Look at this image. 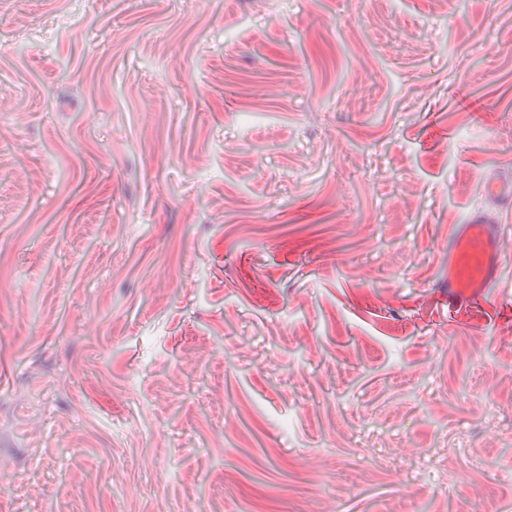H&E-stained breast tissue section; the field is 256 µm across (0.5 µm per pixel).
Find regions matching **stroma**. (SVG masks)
Returning a JSON list of instances; mask_svg holds the SVG:
<instances>
[{
  "label": "stroma",
  "mask_w": 512,
  "mask_h": 512,
  "mask_svg": "<svg viewBox=\"0 0 512 512\" xmlns=\"http://www.w3.org/2000/svg\"><path fill=\"white\" fill-rule=\"evenodd\" d=\"M0 94V512H512V0H0ZM484 192L494 199L500 209L510 214L512 211V184L497 177H489L484 183ZM479 214L449 235L448 300L459 308H491L500 279L504 239L500 226Z\"/></svg>",
  "instance_id": "1"
}]
</instances>
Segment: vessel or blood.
Returning <instances> with one entry per match:
<instances>
[{"instance_id": "vessel-or-blood-1", "label": "vessel or blood", "mask_w": 512, "mask_h": 512, "mask_svg": "<svg viewBox=\"0 0 512 512\" xmlns=\"http://www.w3.org/2000/svg\"><path fill=\"white\" fill-rule=\"evenodd\" d=\"M485 193L503 212L512 211V184L488 178ZM504 239L499 226L485 216L471 215L449 235L448 299L462 308L492 307L493 290L500 279Z\"/></svg>"}]
</instances>
